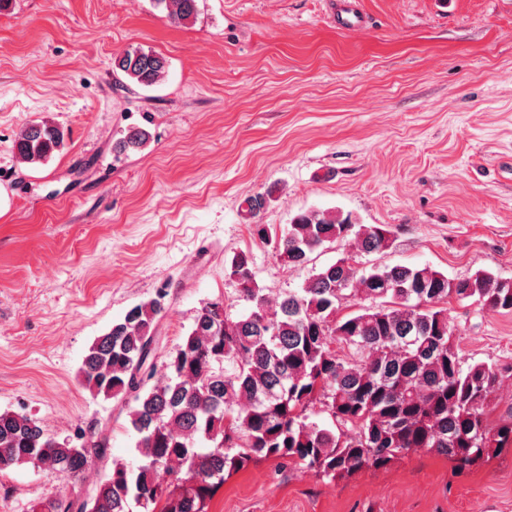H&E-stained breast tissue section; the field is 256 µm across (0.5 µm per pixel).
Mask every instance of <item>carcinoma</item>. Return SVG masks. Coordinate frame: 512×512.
I'll use <instances>...</instances> for the list:
<instances>
[{"label":"carcinoma","instance_id":"obj_1","mask_svg":"<svg viewBox=\"0 0 512 512\" xmlns=\"http://www.w3.org/2000/svg\"><path fill=\"white\" fill-rule=\"evenodd\" d=\"M175 23L195 17L197 0H153ZM168 61L134 48L112 58L116 86L162 83ZM65 133L48 120L25 124L14 141L26 165L48 161ZM148 140L133 127L116 144L124 152ZM272 193L243 200L255 219ZM355 235L360 251L392 243L386 225H363L351 215L311 210L294 217L274 247L289 265L305 266L328 243ZM237 300L250 304L238 319L232 305L205 303L175 350L155 361L156 323L167 293L132 306L98 337L81 373L97 395L119 398L138 435L141 463L116 460L86 497H59L41 512H207L224 473L278 459L335 479L365 466L381 467L419 448L434 449L462 466L512 448V416H487L512 364L465 362L448 321L451 300L475 297L512 314V280L486 272L450 279L427 266L380 265L362 272L344 257L316 270L305 285L270 304L250 254L229 261ZM374 301L349 316L358 298ZM351 350L342 355L334 344ZM156 383H151L155 377ZM326 413L331 424L314 420ZM59 442L40 422L0 412V474L23 463L78 478L109 462L108 441L94 436Z\"/></svg>","mask_w":512,"mask_h":512}]
</instances>
